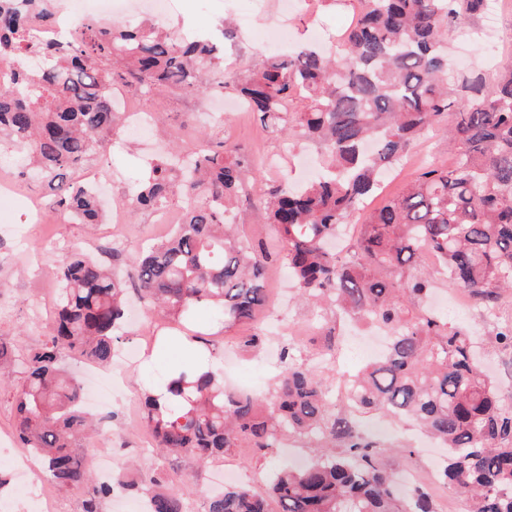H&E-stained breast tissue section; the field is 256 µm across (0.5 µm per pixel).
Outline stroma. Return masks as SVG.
<instances>
[{
    "instance_id": "obj_1",
    "label": "stroma",
    "mask_w": 512,
    "mask_h": 512,
    "mask_svg": "<svg viewBox=\"0 0 512 512\" xmlns=\"http://www.w3.org/2000/svg\"><path fill=\"white\" fill-rule=\"evenodd\" d=\"M501 9L494 15L482 14L471 28L470 37L458 34L448 37L450 63H463L465 68L494 76L505 64H512V0H500ZM358 0H266L265 9L255 7V0H173L170 12L161 18L138 14L130 17L131 25L156 26L180 31L188 36L224 38V75L221 85L207 94L183 91L165 92L145 97L132 93V104L144 107L155 115V125L164 139L176 146L190 141L187 122L197 130L209 129L207 116L211 107L224 104L232 108L235 94L230 89L236 77L248 75L271 52L288 53L299 45L319 41L333 51L340 47V37L355 19ZM230 145L241 146L258 169L257 176L248 178L252 197H260L266 189L278 183H297L307 175L309 165L321 164L319 146L310 140L268 135L250 114L239 113L223 135ZM157 155L149 145L132 134L114 136L104 156L97 160L105 172L111 173L112 184L106 194L109 201L121 199L129 182L143 177ZM454 156L441 129L433 128L414 140L401 166L384 182L383 198L402 193L406 184L424 169L451 165ZM168 231L167 225L154 221L150 212L132 217L126 224L90 226L72 222L55 203L52 187L44 181L19 177L14 164H0V336L19 338L23 347L40 345L51 319L54 304L60 294L58 272L76 251L96 260H104L103 247L113 241L121 244L128 254L155 242ZM269 301L261 320L260 330L272 334L275 326L317 322L324 309L296 301L283 269L272 271ZM453 295L446 284H439L433 303L449 324L471 329L482 336V364L498 384L503 404L512 405V350L491 342L497 325L477 306L456 309L450 304ZM195 330L208 334L211 350L223 368L226 386L250 394H263L281 365L271 351L258 353L235 351L231 336L247 334V327L233 328L224 333L206 315L194 321ZM139 326L128 323L122 349L135 351L134 359L113 362V369L122 371L123 383L113 393L109 405L115 414L93 448L113 451L115 467L132 462L143 470L165 467V460L152 450L137 447L146 429L139 416L141 385L151 382L171 363L172 353L150 348L140 354ZM369 434L380 443L385 468H435L443 455L442 449L423 447L419 433L404 419L371 416ZM306 444L294 442L288 451L273 450L265 455L230 452L210 460L205 468H197L187 460L180 461L181 470L196 484L198 493L192 499L195 512H203L208 490L219 487L225 469L232 468L242 483L255 484L260 473L274 466L296 463L308 457Z\"/></svg>"
}]
</instances>
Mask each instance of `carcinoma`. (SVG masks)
<instances>
[{"label": "carcinoma", "instance_id": "1", "mask_svg": "<svg viewBox=\"0 0 512 512\" xmlns=\"http://www.w3.org/2000/svg\"><path fill=\"white\" fill-rule=\"evenodd\" d=\"M340 52L302 45L269 55L233 89L255 119L277 135L317 141L330 160L320 178L292 189L246 195L248 156L236 146L201 145L158 159L148 177L130 184V213L181 203L171 235L130 256L114 245L112 267L80 253L60 268L62 293L46 340L24 348L0 337V387L20 374L13 394L18 438L36 451L59 489L83 488L80 512H101V500L132 492L150 512H191L194 492L175 469L122 472L102 480L87 464L84 436L94 424L82 407L83 384L63 359L112 360L122 341L125 298L136 292L147 320L174 328L206 309L228 330L256 319L268 304L266 271L288 269L298 298L326 303L339 315L389 332L386 352L346 385L361 411L415 420L448 448L435 481L469 497V512H512V408L478 363L481 340L436 314L417 313L437 280L422 266L435 254L447 285L494 309L512 291V68L492 91L482 74L448 82V33L463 32L488 0H359ZM39 17L40 31L29 26ZM57 24L52 0H0V56L16 69L0 76V146L20 174L48 180L58 204L82 224H100L94 192L70 173L104 153L122 123L109 86L120 81L144 96L166 89L202 92L204 77L224 65L207 39H186L155 27L90 21L66 37L47 38ZM448 167H430L402 195L364 215L350 251L332 243L399 164L412 140L437 125L458 99ZM301 100L303 109L289 104ZM273 226L269 250L237 233L239 205ZM283 372L265 395L224 388L211 373L186 372L167 384L163 406L147 395L142 422L156 450L204 464L232 448L268 451L287 435L315 454L264 477L265 488L226 485L204 512H435L425 486L400 492L376 461L380 444L336 407L322 371L281 349Z\"/></svg>", "mask_w": 512, "mask_h": 512}]
</instances>
